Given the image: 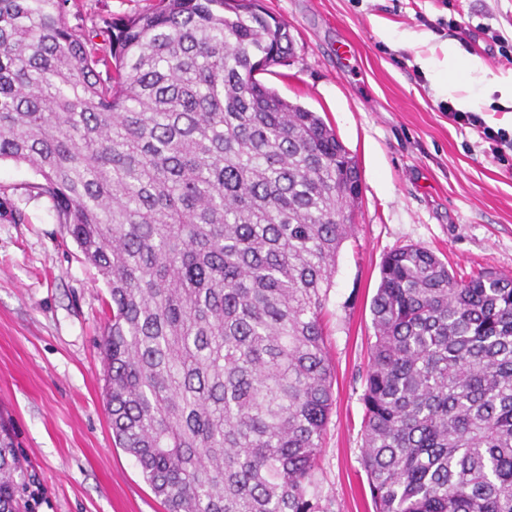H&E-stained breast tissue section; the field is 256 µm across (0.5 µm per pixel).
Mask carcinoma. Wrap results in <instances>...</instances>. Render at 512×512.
<instances>
[{
    "instance_id": "carcinoma-1",
    "label": "carcinoma",
    "mask_w": 512,
    "mask_h": 512,
    "mask_svg": "<svg viewBox=\"0 0 512 512\" xmlns=\"http://www.w3.org/2000/svg\"><path fill=\"white\" fill-rule=\"evenodd\" d=\"M290 50L259 0L89 26L79 0H0V160L41 176L29 191L106 281L112 435L166 512H324L322 315L360 174L257 79ZM371 314L374 512H512V277L402 246ZM29 477L0 416V512Z\"/></svg>"
}]
</instances>
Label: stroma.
<instances>
[{
  "label": "stroma",
  "mask_w": 512,
  "mask_h": 512,
  "mask_svg": "<svg viewBox=\"0 0 512 512\" xmlns=\"http://www.w3.org/2000/svg\"><path fill=\"white\" fill-rule=\"evenodd\" d=\"M288 25L293 54L259 79L318 112L358 162L361 196L326 302L335 367L333 407L317 476L325 512H373L362 466L361 401L374 340L370 304L390 251L424 246L450 271L512 277V151L493 157L476 129L421 70L441 57L448 26L492 75L512 73V0H262ZM462 94L493 128L512 132V101L459 75ZM40 177L0 161V413L14 428L33 512H165L134 457L116 447L101 355L108 288L85 261ZM23 222H12L11 209Z\"/></svg>",
  "instance_id": "35a3bbf8"
}]
</instances>
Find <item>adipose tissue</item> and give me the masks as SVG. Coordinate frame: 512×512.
Segmentation results:
<instances>
[{
	"label": "adipose tissue",
	"mask_w": 512,
	"mask_h": 512,
	"mask_svg": "<svg viewBox=\"0 0 512 512\" xmlns=\"http://www.w3.org/2000/svg\"><path fill=\"white\" fill-rule=\"evenodd\" d=\"M420 65L448 97L454 98L456 107L461 110L469 109L472 105L471 98L459 93L455 76L461 71L468 73L478 82L487 84L491 90L500 92L502 96L512 95V75L490 76L487 66L479 57L461 56L458 47L452 43L448 44L443 60L424 59Z\"/></svg>",
	"instance_id": "1"
}]
</instances>
